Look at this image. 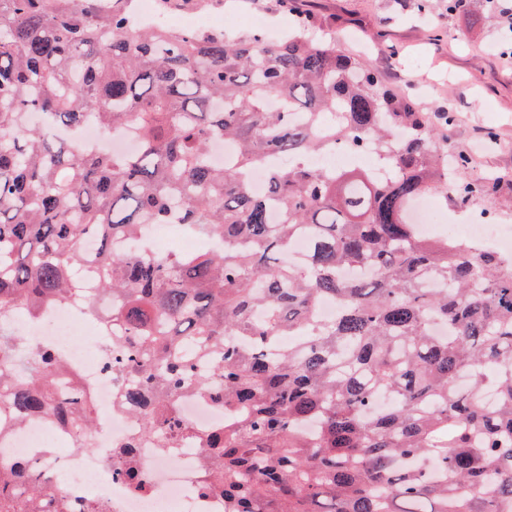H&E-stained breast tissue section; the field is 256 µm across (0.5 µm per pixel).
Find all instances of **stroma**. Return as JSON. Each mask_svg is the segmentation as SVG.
Returning a JSON list of instances; mask_svg holds the SVG:
<instances>
[{
  "label": "stroma",
  "mask_w": 512,
  "mask_h": 512,
  "mask_svg": "<svg viewBox=\"0 0 512 512\" xmlns=\"http://www.w3.org/2000/svg\"><path fill=\"white\" fill-rule=\"evenodd\" d=\"M318 40L340 38L341 48L368 59L390 88L418 100L425 112L448 111L458 119L448 149L470 155L467 179L505 174L490 199L442 203L452 224L486 214L488 223L512 225V66L502 60L503 32L487 0H470L467 12L449 13L443 0L420 14L417 0H299ZM172 14L204 13L223 19L237 34L252 33L250 17L284 30L293 18L279 0H168ZM496 146H489L488 136Z\"/></svg>",
  "instance_id": "1"
}]
</instances>
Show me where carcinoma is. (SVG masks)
Here are the masks:
<instances>
[{
	"mask_svg": "<svg viewBox=\"0 0 512 512\" xmlns=\"http://www.w3.org/2000/svg\"><path fill=\"white\" fill-rule=\"evenodd\" d=\"M131 14L129 0H0V427L42 418L94 447L85 393L61 389L59 352L13 317L67 302L90 267L112 297L111 312L85 314L109 337L117 404L158 447L186 436L202 450L200 491L223 495L224 512H500L512 501V261L407 219L432 192L467 202L497 187L448 178L469 165L448 157L453 113L431 123L301 25L268 47L258 32L174 33ZM89 119L134 127L137 148L55 134ZM215 140L234 147L222 168ZM338 146L378 149L382 169L308 165ZM172 222L221 248L113 251ZM324 297L340 304L331 323L315 317ZM189 388L224 409L221 427L191 431L173 407ZM378 393L392 405L372 413ZM136 447L112 455L138 492ZM0 512L102 510L64 499L40 464L0 462Z\"/></svg>",
	"mask_w": 512,
	"mask_h": 512,
	"instance_id": "carcinoma-1",
	"label": "carcinoma"
}]
</instances>
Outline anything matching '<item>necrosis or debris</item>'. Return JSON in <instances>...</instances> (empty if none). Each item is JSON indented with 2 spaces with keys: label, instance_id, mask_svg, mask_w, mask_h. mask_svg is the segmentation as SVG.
I'll return each mask as SVG.
<instances>
[{
  "label": "necrosis or debris",
  "instance_id": "obj_1",
  "mask_svg": "<svg viewBox=\"0 0 512 512\" xmlns=\"http://www.w3.org/2000/svg\"><path fill=\"white\" fill-rule=\"evenodd\" d=\"M452 235L472 239L481 248L501 255L512 253V228L505 224H469L453 230ZM82 309V303L69 301L49 310L40 321L28 324L27 330L61 352L65 377L74 378L88 394L99 420L94 451L73 452L62 466H55L45 447L50 442L68 443V435L45 420L30 418L0 431V460L57 468L69 499L79 502L92 495L109 512H224L222 495L203 496L196 491L204 474V460L192 442H183L172 452L149 441L141 442L136 453L148 480L144 492H131L117 475L110 450L134 438L138 427L134 418L113 401L114 383L98 341L77 337L83 325Z\"/></svg>",
  "mask_w": 512,
  "mask_h": 512
}]
</instances>
